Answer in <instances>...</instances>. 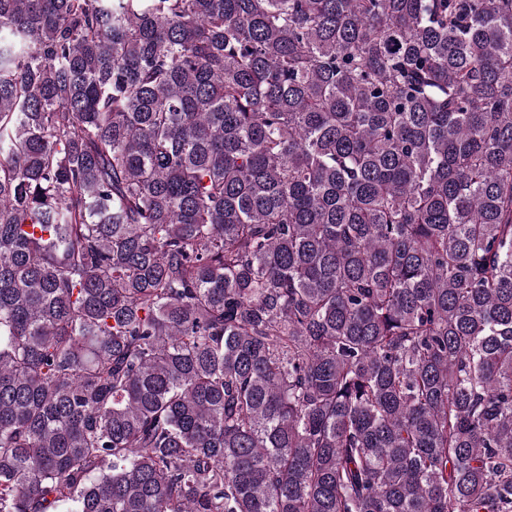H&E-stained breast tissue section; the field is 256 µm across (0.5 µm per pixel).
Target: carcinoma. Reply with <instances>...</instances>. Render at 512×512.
<instances>
[{
	"instance_id": "cac0c4a2",
	"label": "carcinoma",
	"mask_w": 512,
	"mask_h": 512,
	"mask_svg": "<svg viewBox=\"0 0 512 512\" xmlns=\"http://www.w3.org/2000/svg\"><path fill=\"white\" fill-rule=\"evenodd\" d=\"M0 512H512V0H0Z\"/></svg>"
}]
</instances>
